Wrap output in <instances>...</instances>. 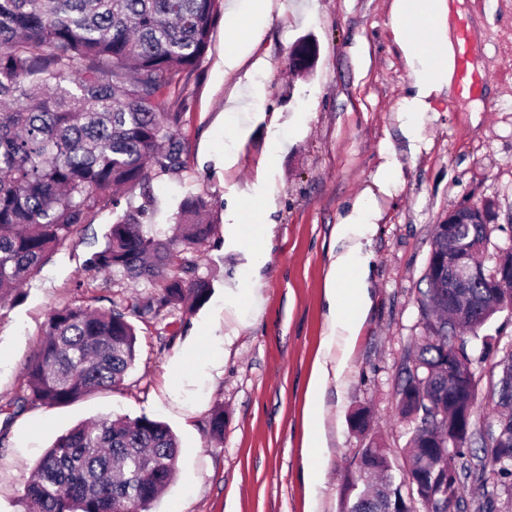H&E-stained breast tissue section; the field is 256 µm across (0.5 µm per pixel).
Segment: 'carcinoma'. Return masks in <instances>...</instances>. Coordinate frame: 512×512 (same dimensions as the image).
<instances>
[{
	"mask_svg": "<svg viewBox=\"0 0 512 512\" xmlns=\"http://www.w3.org/2000/svg\"><path fill=\"white\" fill-rule=\"evenodd\" d=\"M219 0H0V309L15 302L46 256L75 246L76 231L103 207H117L114 191L142 189L143 202L115 215L104 245L86 265L131 280L162 282L156 301L54 309L25 366V393L0 406V436L29 404L65 405L96 390H111L133 368L136 332L130 318L164 307L192 311L211 296L209 278L188 261L168 274L176 250L204 242L209 202L182 199L177 234L161 238L143 224L154 213L145 192L154 173L183 168L181 113L163 96L176 77L196 68L208 46ZM421 306L425 336L415 362L430 388L404 370L397 391L400 414L416 423L405 469L380 443L362 449L369 461L351 472L340 512H393L413 483L444 482L434 460L437 431L452 429L433 413L448 407L447 283L427 280ZM507 394L494 392L500 424L512 428ZM178 442L163 423L140 416L102 417L60 435L38 463L24 492L26 512H146L174 479ZM505 479L512 462H492Z\"/></svg>",
	"mask_w": 512,
	"mask_h": 512,
	"instance_id": "cac0c4a2",
	"label": "carcinoma"
}]
</instances>
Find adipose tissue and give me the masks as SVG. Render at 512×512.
<instances>
[{"label":"adipose tissue","instance_id":"1","mask_svg":"<svg viewBox=\"0 0 512 512\" xmlns=\"http://www.w3.org/2000/svg\"><path fill=\"white\" fill-rule=\"evenodd\" d=\"M448 0H392L390 23L411 78L400 117L409 140L419 138L420 125L433 97L455 91L456 46L449 34ZM376 193H361L335 228L340 252L330 263L326 297L331 306L330 327L352 335L369 308L366 279L368 257L363 238L380 218ZM348 288H341L343 279Z\"/></svg>","mask_w":512,"mask_h":512}]
</instances>
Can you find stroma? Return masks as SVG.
I'll return each mask as SVG.
<instances>
[{"instance_id": "obj_1", "label": "stroma", "mask_w": 512, "mask_h": 512, "mask_svg": "<svg viewBox=\"0 0 512 512\" xmlns=\"http://www.w3.org/2000/svg\"><path fill=\"white\" fill-rule=\"evenodd\" d=\"M391 0H271L260 34L250 21L220 11L197 68L177 78L165 106L182 115L183 170L154 176L160 232L174 223L180 201L199 194L210 204L211 236L182 251L174 265L195 260L212 280L200 308L165 307L133 318L137 358L124 383L63 406L36 405L0 437V512H25V486L55 439L102 416L142 415L168 425L180 452L173 482L149 512H307L304 470L307 413L319 414L328 446L320 461V512H339L346 476L362 448L379 440L402 459L414 424L396 413L401 370L424 336L421 299L433 229L462 204L493 203L486 253L512 246V0H449L452 28L468 23L473 67L488 79L473 92L432 99L421 139L410 142L398 117L409 72L390 25ZM313 40V70L292 75L288 53ZM250 49L239 73H225V51ZM250 88L252 104L225 114L229 99ZM284 149L271 154V139ZM394 163L399 177L378 195L381 218L364 241L371 256L370 307L354 336L344 370L324 396L308 404L312 364L326 340L324 288L334 228L357 196ZM253 200L243 203L242 190ZM104 207L79 229V243L49 255L0 310V404L24 387V368L50 312L76 304L153 300L161 283H131L87 270L90 252L112 222ZM272 224L265 263L254 243L229 225ZM259 289L262 302L230 299L232 287ZM223 346H214L213 337ZM512 350V309L496 313L465 353L481 383L474 419L493 424L492 368ZM224 435L210 436L215 409ZM368 409L367 433L351 426Z\"/></svg>"}]
</instances>
